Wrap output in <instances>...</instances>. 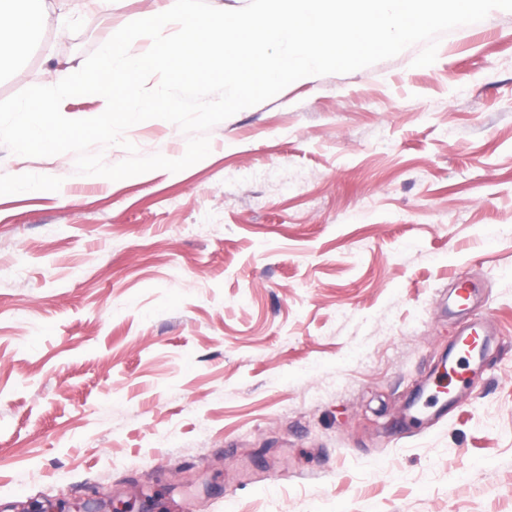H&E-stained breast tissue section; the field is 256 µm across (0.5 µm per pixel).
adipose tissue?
I'll return each mask as SVG.
<instances>
[{
    "label": "adipose tissue",
    "instance_id": "ef3b65f1",
    "mask_svg": "<svg viewBox=\"0 0 512 512\" xmlns=\"http://www.w3.org/2000/svg\"><path fill=\"white\" fill-rule=\"evenodd\" d=\"M59 9L58 0H0V65L12 62Z\"/></svg>",
    "mask_w": 512,
    "mask_h": 512
}]
</instances>
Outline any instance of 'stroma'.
Segmentation results:
<instances>
[{"label":"stroma","instance_id":"stroma-1","mask_svg":"<svg viewBox=\"0 0 512 512\" xmlns=\"http://www.w3.org/2000/svg\"><path fill=\"white\" fill-rule=\"evenodd\" d=\"M0 100L164 0H67ZM212 127L172 173L0 184V512H512V12ZM125 137L181 157L151 119ZM478 287L451 306L456 279ZM477 377L425 407L462 324ZM489 336L486 321L472 320L464 324L458 334L457 350L462 358L474 359L481 353L482 346Z\"/></svg>","mask_w":512,"mask_h":512}]
</instances>
